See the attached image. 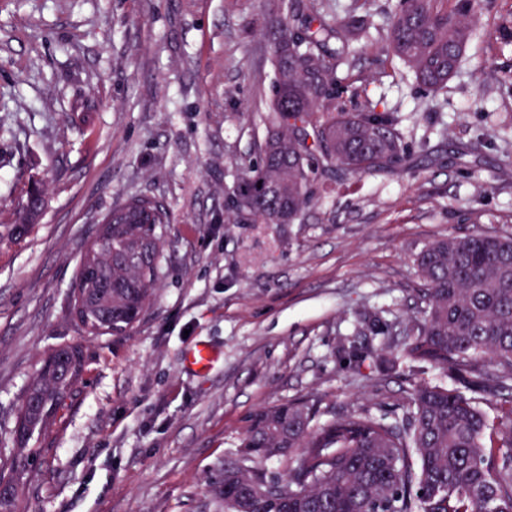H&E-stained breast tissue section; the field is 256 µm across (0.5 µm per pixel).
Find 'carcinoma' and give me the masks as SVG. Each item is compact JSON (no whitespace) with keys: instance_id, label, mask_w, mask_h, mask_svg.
Wrapping results in <instances>:
<instances>
[{"instance_id":"obj_1","label":"carcinoma","mask_w":512,"mask_h":512,"mask_svg":"<svg viewBox=\"0 0 512 512\" xmlns=\"http://www.w3.org/2000/svg\"><path fill=\"white\" fill-rule=\"evenodd\" d=\"M370 2L353 0L343 16L329 19L289 0L288 15L272 31L271 120L259 160L232 192L225 223L293 224L319 189L413 168L395 113L370 102L352 112L337 102L347 35L373 25ZM494 3L400 0L374 42L436 92ZM168 223L167 207L146 193L112 206L87 250L90 277L76 273L69 306L87 301L95 312H112V335L132 328L159 288ZM31 226L23 204L10 234L20 238ZM416 266L426 285L423 306L402 339L377 313L363 314L362 333L382 337L370 354L390 369L419 376L436 368L462 388L415 382L400 413L382 405L316 427V403L262 409L239 457L224 462V479L213 489L217 512H512V235H450L423 247ZM67 350L71 368L43 364L30 382L39 387L44 428L83 373L81 347ZM296 451L298 466L279 478L250 466ZM26 459L23 448L0 459V477L21 484Z\"/></svg>"}]
</instances>
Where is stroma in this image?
<instances>
[{"instance_id": "1", "label": "stroma", "mask_w": 512, "mask_h": 512, "mask_svg": "<svg viewBox=\"0 0 512 512\" xmlns=\"http://www.w3.org/2000/svg\"><path fill=\"white\" fill-rule=\"evenodd\" d=\"M286 0H0V454L19 397L53 349L80 345L81 379L29 439V512H215L212 489L254 413L318 399L322 418L403 403L407 383L341 347L361 311L401 327L424 286L414 256L451 234H512V37L475 29L456 73L429 92L369 38L340 66V102L398 113L416 166L322 196L293 224L224 222L259 157L275 73L267 31ZM493 56L500 75L480 76ZM482 134L475 162L457 143ZM29 232L8 237L30 181ZM171 211L160 288L126 334L90 338L67 294L97 220L128 195ZM217 360L190 369L186 347ZM376 386L365 385L363 375Z\"/></svg>"}]
</instances>
